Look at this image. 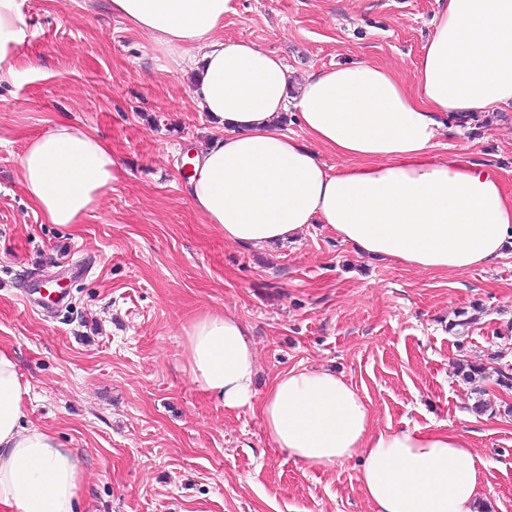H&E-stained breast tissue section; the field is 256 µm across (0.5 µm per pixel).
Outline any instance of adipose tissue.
Returning <instances> with one entry per match:
<instances>
[{
  "label": "adipose tissue",
  "instance_id": "ef3b65f1",
  "mask_svg": "<svg viewBox=\"0 0 512 512\" xmlns=\"http://www.w3.org/2000/svg\"><path fill=\"white\" fill-rule=\"evenodd\" d=\"M25 0H0V82L21 73ZM405 87L368 62L310 74L291 97L287 65L220 37L238 0H110L118 17L192 74L191 98L224 131L193 161L189 198L225 242L258 250L321 224L359 253L425 271L488 265L512 249V195L491 170L434 148L447 122L512 107V0H439ZM295 107L303 137L282 114ZM339 159L326 166L318 149ZM93 130L57 123L19 159V185L50 224H79L118 177ZM186 370L228 410L258 406L273 444L309 466L356 457L375 512H477L482 459L448 428L372 431L368 402L333 370L278 376L264 395L247 326L209 312L185 330ZM16 362L0 349V506L76 512L81 461L51 431L25 426Z\"/></svg>",
  "mask_w": 512,
  "mask_h": 512
}]
</instances>
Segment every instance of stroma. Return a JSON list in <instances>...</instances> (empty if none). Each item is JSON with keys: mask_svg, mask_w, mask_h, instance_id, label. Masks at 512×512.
I'll return each instance as SVG.
<instances>
[{"mask_svg": "<svg viewBox=\"0 0 512 512\" xmlns=\"http://www.w3.org/2000/svg\"><path fill=\"white\" fill-rule=\"evenodd\" d=\"M437 10L239 0L222 34L275 53L298 84L363 61L410 86ZM25 14L30 68L0 83V347L29 387L26 424L82 459L80 512H374L359 459L296 462L257 410H225L191 381L183 329L209 311L249 327L258 393L322 366L369 401L375 428L468 432L485 466L480 512H512V392L490 359L512 365V250L443 275L363 256L318 224L263 252L227 243L186 193L188 153L217 135L188 78L109 0H26ZM61 121L96 131L121 167L69 227L46 223L18 180L28 141ZM435 153L464 155L512 193V109L453 122ZM462 359L485 364L479 385L456 376Z\"/></svg>", "mask_w": 512, "mask_h": 512, "instance_id": "1", "label": "stroma"}]
</instances>
